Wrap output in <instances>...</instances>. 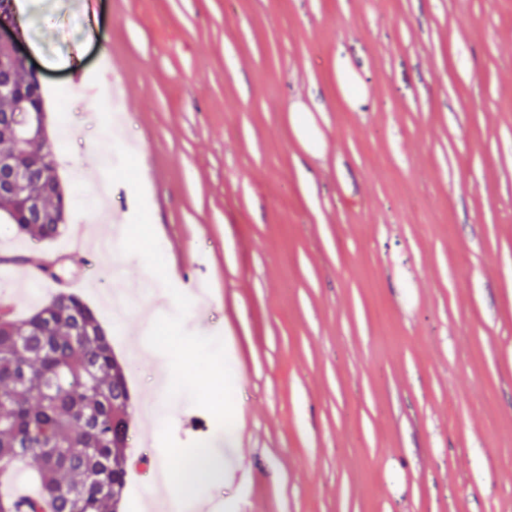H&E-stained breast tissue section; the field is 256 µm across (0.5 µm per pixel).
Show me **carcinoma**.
<instances>
[{"label":"carcinoma","mask_w":512,"mask_h":512,"mask_svg":"<svg viewBox=\"0 0 512 512\" xmlns=\"http://www.w3.org/2000/svg\"><path fill=\"white\" fill-rule=\"evenodd\" d=\"M14 95H0V156L27 175L37 212L16 205L13 231L52 241L65 231L67 200L39 139L17 143L19 98L43 111L44 92L19 68L0 70ZM134 398L96 313L80 296L60 293L28 316L0 312V476L28 465L36 496L25 509L0 495V512H106L127 496L126 457Z\"/></svg>","instance_id":"1"}]
</instances>
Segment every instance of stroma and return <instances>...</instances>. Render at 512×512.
Wrapping results in <instances>:
<instances>
[{
  "label": "stroma",
  "mask_w": 512,
  "mask_h": 512,
  "mask_svg": "<svg viewBox=\"0 0 512 512\" xmlns=\"http://www.w3.org/2000/svg\"><path fill=\"white\" fill-rule=\"evenodd\" d=\"M20 22L86 254L0 215V300L22 317L84 278L136 403L125 512L168 500L154 468L222 417L243 478L204 491L235 510L512 512V0H29ZM114 282L143 300L120 322Z\"/></svg>",
  "instance_id": "obj_1"
}]
</instances>
